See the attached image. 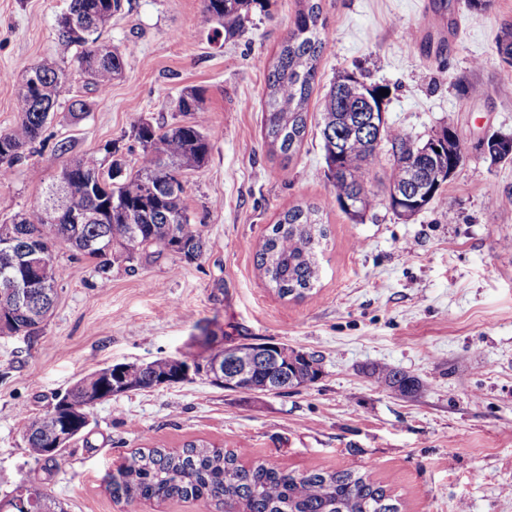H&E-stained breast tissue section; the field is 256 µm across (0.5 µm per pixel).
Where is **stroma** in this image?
<instances>
[{
  "instance_id": "35a3bbf8",
  "label": "stroma",
  "mask_w": 512,
  "mask_h": 512,
  "mask_svg": "<svg viewBox=\"0 0 512 512\" xmlns=\"http://www.w3.org/2000/svg\"><path fill=\"white\" fill-rule=\"evenodd\" d=\"M69 0H0V133L18 122L17 83L54 61L68 73L54 119L33 152L0 181V224L36 205L66 156L116 147L136 170L139 119L186 121L181 90L211 138L208 163L185 171L184 201L205 227L192 263L166 258L100 278L91 261L55 250L58 297L37 336L0 335V500L32 473L50 476L67 512H216L205 501H117L108 477L139 448L202 439L247 459L297 471L354 466L400 499L402 512H512V163H491L481 142L512 134V69L495 40L512 27V0H321L330 35L317 68L307 134L291 160L271 153L263 113L268 66L299 0H260L224 37L201 0H123L101 33L124 57L122 76L98 93L61 55L56 19ZM389 91V124L424 142L452 128L464 159L440 195L410 219L380 191L392 167L381 154L376 197L363 219L344 214L325 175L321 107L338 74ZM90 109L76 122L74 100ZM323 211L321 280L300 299L279 297L256 254L280 213ZM218 320L223 345L277 342L319 356L320 378L285 395L219 388L202 377L114 396L90 415L85 439L40 463L21 418L102 367L188 356ZM418 377L406 399L367 377L368 364Z\"/></svg>"
}]
</instances>
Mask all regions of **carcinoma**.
Here are the masks:
<instances>
[{"instance_id":"1","label":"carcinoma","mask_w":512,"mask_h":512,"mask_svg":"<svg viewBox=\"0 0 512 512\" xmlns=\"http://www.w3.org/2000/svg\"><path fill=\"white\" fill-rule=\"evenodd\" d=\"M206 19L216 23L230 37L249 19L252 4L260 0H201ZM122 10L120 0H70L57 19L63 52L76 51V60L87 83L104 93L123 71L122 53L100 41L102 29ZM329 45L321 18L319 0H301L294 25L280 45L267 76L264 138L271 150L291 160L303 141L307 126V106L314 91L317 63ZM502 62L512 68V29L497 43ZM67 74L54 62L29 69L20 85L17 102L19 123L0 133V179L10 176L26 149L40 138L48 120L55 116L57 99ZM380 87H365L352 73L340 75L324 98L322 140L327 175L334 187V201L343 211L358 203L357 216L371 205L366 187L382 149L393 158L389 181L406 182L416 169L427 181L425 190L407 197V206L419 212L438 195L448 181L450 134L443 133L438 147L430 142L405 151L413 138L406 132L382 124L385 97ZM183 113L203 111V99L191 88L182 90L177 100ZM375 117L380 130H362L360 119ZM142 146L135 174L122 176L121 163L95 154L66 162L56 179H65L62 196L52 201L44 189L43 198L33 208L0 225L13 235L15 257L39 245L51 271L54 247L66 243L82 256L95 261L101 275L114 267L133 269L169 256L192 263L206 246L200 224L191 222L182 195L181 173L208 163L211 142L205 129L195 122L159 128L143 118L135 127ZM327 230L319 208L294 206L283 212L272 226L258 254L257 269L269 287L281 298H302L320 280L318 252ZM13 280L0 275V334L35 336L41 321L35 311L52 308L56 301V280L45 287L41 271L18 263ZM282 343H246L223 347L204 334L200 350L189 360L158 358L148 372L130 373L121 366L103 367L82 376L43 416L24 420L21 432L34 460L50 459L60 449L55 446L63 417L76 424L72 440L87 434L94 403L89 393L114 395L156 386L161 377L179 383L193 373L214 385L254 393L282 394L315 383L320 375L319 360L311 353L286 360L278 357ZM227 352H238V366L230 374H214L224 364ZM367 373L391 391L415 395L419 381L395 368L373 364ZM116 499L165 502L207 500L224 512H400L387 486L356 467L325 471L296 472L285 464L266 460L245 463L236 450H224L204 440L191 441L179 449L141 448L124 458L110 479ZM29 512H66L52 494L45 478L27 479L0 510L21 512L15 501Z\"/></svg>"}]
</instances>
